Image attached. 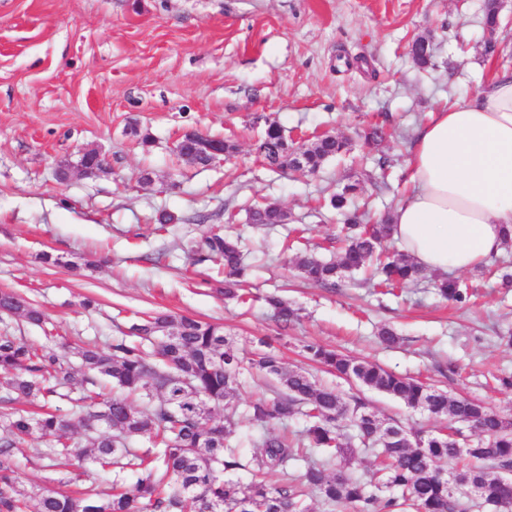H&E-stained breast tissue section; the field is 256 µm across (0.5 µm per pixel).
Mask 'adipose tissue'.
I'll return each instance as SVG.
<instances>
[{
  "label": "adipose tissue",
  "mask_w": 512,
  "mask_h": 512,
  "mask_svg": "<svg viewBox=\"0 0 512 512\" xmlns=\"http://www.w3.org/2000/svg\"><path fill=\"white\" fill-rule=\"evenodd\" d=\"M408 169L413 190L390 222L419 266L467 272L497 256L512 225V73L433 111Z\"/></svg>",
  "instance_id": "1"
}]
</instances>
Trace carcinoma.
<instances>
[{"label": "carcinoma", "instance_id": "carcinoma-1", "mask_svg": "<svg viewBox=\"0 0 512 512\" xmlns=\"http://www.w3.org/2000/svg\"><path fill=\"white\" fill-rule=\"evenodd\" d=\"M422 37L410 46L414 62L425 67L432 48ZM178 155L206 167L200 132L187 130ZM292 145L275 122L266 123L257 151L276 171L288 168ZM340 137H316L301 154L302 168L317 172L348 152ZM357 185L346 184L329 199L342 217L344 243L336 259L312 253L295 259L301 278L336 288L348 274L374 262L379 286L407 288L424 270L406 253H386L392 237L388 216L371 223L353 206ZM287 214L262 203L250 212L253 224L283 223ZM195 264L224 267L229 277L224 296L239 298L249 265L238 241L217 229L199 239L175 242ZM439 294L462 302L459 281L443 278ZM266 302L280 328L298 319L296 309L277 295ZM0 313L18 315L45 329L43 311L12 291H0ZM69 346L34 345L9 331L0 335V512H309L305 493L319 497L331 510L352 506L354 512H464L462 498L473 494L495 512H512V421L464 396H450L431 385L366 360L351 358L318 344L304 346L306 358L361 387L390 396L441 423L434 430H408L380 419L366 404L348 401L302 369L286 370L272 344L263 339L250 355L235 349L224 326L186 315L149 314L132 321L121 336L82 343L80 368L68 360ZM273 376L279 391L251 400L246 415L259 430L253 439L260 452L243 460L232 445L238 421L236 405L243 371ZM65 401L70 411L52 406ZM301 414L308 426L289 438L275 424ZM351 417L356 437L383 457L380 477L367 480L337 467L353 457L351 441L338 422ZM466 424L480 435L462 446L451 425ZM83 437L75 438L76 429ZM51 438L45 456L55 467L71 469L74 482L91 466L113 474L107 492L90 488L58 491L22 486L17 455L34 436ZM147 441L148 448L136 444ZM304 462L299 483H266L270 471L288 474ZM245 471L247 482L225 478ZM138 478L131 484L121 475Z\"/></svg>", "mask_w": 512, "mask_h": 512}]
</instances>
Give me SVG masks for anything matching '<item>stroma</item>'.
<instances>
[{"label": "stroma", "instance_id": "35a3bbf8", "mask_svg": "<svg viewBox=\"0 0 512 512\" xmlns=\"http://www.w3.org/2000/svg\"><path fill=\"white\" fill-rule=\"evenodd\" d=\"M499 2L490 33L484 0H0V291L49 318L43 330L16 316L0 321V333L77 344L119 335L145 313L189 315L223 324L242 351L271 340L286 368L360 396L387 420L433 425L426 413L309 362L304 345L368 360L512 419V390L495 383L512 375V347L503 342L512 335V288L485 267L461 273L472 296L457 304L437 295L433 271L394 296L349 279L323 288L293 265L312 246L335 255L339 221L320 199L353 183L367 216L393 210L411 189L414 130L438 107L479 91L493 67L512 69V0ZM427 35L433 59L422 69L408 47ZM490 39L505 57L485 54ZM269 121L296 143L329 132L352 150L314 175L268 172L254 143ZM377 123L386 136L374 150L364 134ZM136 127L152 134L151 147ZM190 129L235 150L196 166L174 150ZM88 150L106 156L107 172L76 169ZM381 152L396 161L388 191L370 177ZM63 162L72 169L61 181ZM265 201L287 211V224L249 226L250 209ZM162 210L181 218L167 233L154 230ZM227 223L251 266L254 298L245 303L224 298L223 272L193 265L173 246ZM44 251L60 265L42 263ZM269 293L298 309L288 330L265 304ZM384 326L397 345L380 343ZM49 445L30 442L19 462L23 483L51 487L65 477L48 467Z\"/></svg>", "mask_w": 512, "mask_h": 512}]
</instances>
